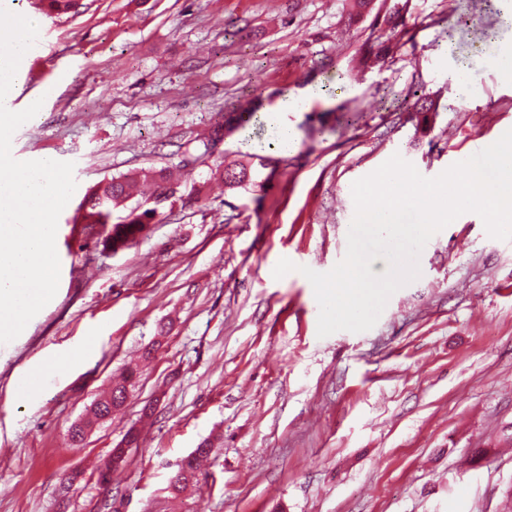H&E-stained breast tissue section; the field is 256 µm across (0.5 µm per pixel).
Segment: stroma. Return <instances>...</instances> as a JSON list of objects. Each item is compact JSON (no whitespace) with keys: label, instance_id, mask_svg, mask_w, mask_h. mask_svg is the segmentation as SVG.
<instances>
[{"label":"stroma","instance_id":"obj_1","mask_svg":"<svg viewBox=\"0 0 512 512\" xmlns=\"http://www.w3.org/2000/svg\"><path fill=\"white\" fill-rule=\"evenodd\" d=\"M41 13L46 47L12 100L42 101L15 159L75 165L56 234L55 297L0 344V512H502L512 489V240L467 212L365 332L317 335L319 306L287 258L345 255L351 186L393 155L427 178L512 129L506 0H81ZM382 62L363 65L373 41ZM433 100L419 124L409 91ZM263 99L261 128L202 151L225 112ZM298 101L282 112L278 103ZM295 145L284 149L279 130ZM277 159L231 188L224 168ZM177 173L119 250L73 218L98 182ZM84 355L26 396L30 367ZM125 405L71 425L127 367ZM139 442L97 482L128 430ZM212 447L197 481L179 461ZM72 485H63L64 477Z\"/></svg>","mask_w":512,"mask_h":512}]
</instances>
